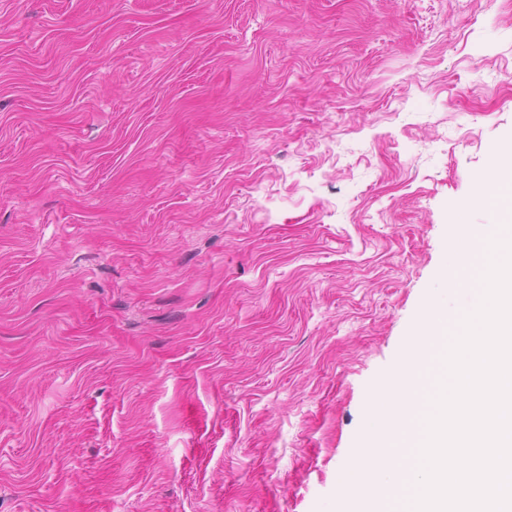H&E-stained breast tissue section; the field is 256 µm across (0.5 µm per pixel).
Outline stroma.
Returning a JSON list of instances; mask_svg holds the SVG:
<instances>
[{"label":"stroma","instance_id":"35a3bbf8","mask_svg":"<svg viewBox=\"0 0 512 512\" xmlns=\"http://www.w3.org/2000/svg\"><path fill=\"white\" fill-rule=\"evenodd\" d=\"M511 139L512 0H0V512H319Z\"/></svg>","mask_w":512,"mask_h":512}]
</instances>
